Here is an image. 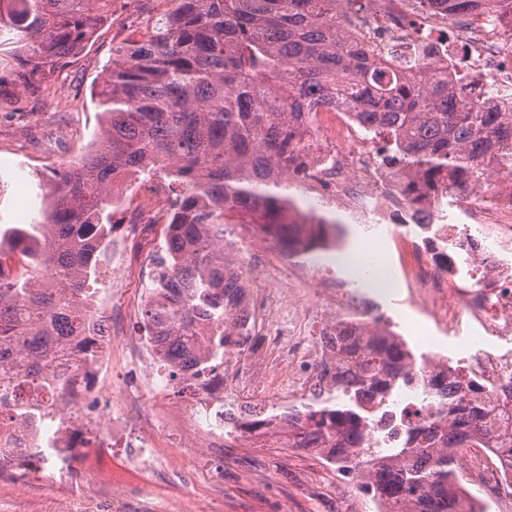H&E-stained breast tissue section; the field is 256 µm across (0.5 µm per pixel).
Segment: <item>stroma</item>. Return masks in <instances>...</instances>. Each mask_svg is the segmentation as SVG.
Segmentation results:
<instances>
[{
	"label": "stroma",
	"mask_w": 512,
	"mask_h": 512,
	"mask_svg": "<svg viewBox=\"0 0 512 512\" xmlns=\"http://www.w3.org/2000/svg\"><path fill=\"white\" fill-rule=\"evenodd\" d=\"M133 5L114 6L113 24L101 27L93 43L66 69L64 92L22 93L24 119L0 111V225L26 224L43 207L40 185L50 184L54 168L77 160L94 141L101 116L93 99L100 73L113 46L131 37ZM386 311L406 336L431 335L433 324L395 288ZM127 449L112 459L91 461L96 480L120 484L130 496H143L149 475L125 470ZM160 476L169 486L171 502L165 512H203L209 502L223 503L222 512H375L371 497L352 493L325 470L312 454L268 446L243 448L228 443L223 455L204 459L195 449L172 448ZM38 494L45 506L65 499L64 488L49 472L39 474L32 490L0 485V512H13L26 493Z\"/></svg>",
	"instance_id": "1"
}]
</instances>
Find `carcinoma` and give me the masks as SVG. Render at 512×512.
<instances>
[{"mask_svg":"<svg viewBox=\"0 0 512 512\" xmlns=\"http://www.w3.org/2000/svg\"><path fill=\"white\" fill-rule=\"evenodd\" d=\"M115 0H0V46L18 44L0 77V107L19 111L14 88L51 90L70 59L112 15ZM152 34L112 48L97 84L104 122L93 147L55 171L54 200L28 224L0 229V261L23 271L0 276V406L23 413L20 395L67 383L55 375L54 336L79 340L84 365L98 355L83 336L85 303L101 245L112 234L117 182L169 179L172 205L164 244L153 256L151 293L141 309L150 336H168L176 371L198 377L240 346L226 333L238 307L239 277L227 267V225L246 217L282 252L320 248L326 224H290L288 190L304 163L303 137L315 112L336 103L376 143L379 169L409 172L415 202L443 183L512 174V112L469 99L482 78L461 70L443 81L428 63L413 75L349 41L344 23L357 0H172ZM453 11L489 12L497 0H445ZM54 275L43 288L29 269ZM341 348L357 362L336 405L306 404L291 424L299 442L336 438V454L362 458L380 512H473L461 485L470 440L504 448L512 434L480 421L451 424L446 444L418 427L402 448H365L357 397L409 381L402 352L383 336L345 331Z\"/></svg>","mask_w":512,"mask_h":512,"instance_id":"carcinoma-1","label":"carcinoma"}]
</instances>
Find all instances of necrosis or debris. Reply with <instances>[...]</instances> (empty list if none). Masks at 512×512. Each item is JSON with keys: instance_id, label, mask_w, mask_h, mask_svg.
Returning a JSON list of instances; mask_svg holds the SVG:
<instances>
[{"instance_id": "necrosis-or-debris-1", "label": "necrosis or debris", "mask_w": 512, "mask_h": 512, "mask_svg": "<svg viewBox=\"0 0 512 512\" xmlns=\"http://www.w3.org/2000/svg\"><path fill=\"white\" fill-rule=\"evenodd\" d=\"M451 27L467 54L471 71L495 91L502 112H512V0H501L493 20L476 13L425 9L419 0H360L347 28L355 41H373L378 30L396 39L399 55L414 59L420 39L434 41L430 58L444 78H454L458 60L437 29ZM313 147L304 166L301 189L339 206L353 223L363 225L367 246L392 241L409 301L433 323L437 334L428 341L403 336L395 321L382 329L408 351L412 377L392 394L368 397L370 412L362 427L372 447H399L412 428L434 423L445 426L469 419L472 399L482 402L488 421L501 410L503 387L512 383V176L500 174L452 190L449 199L464 217L460 224H441L436 202L412 203L402 177L383 175L363 128L348 110L332 106L316 113L308 136ZM160 209L139 212L126 237L112 242V281L120 283L133 268L130 242L145 225L156 223ZM258 264L276 271L265 288H248L246 306L233 317L237 336L266 339L261 375L239 367V351L224 356V369L235 379L236 391L224 392L217 375L187 380V407L174 406L168 393L175 385L170 362L162 358L155 337L127 335L113 307V294L103 289L88 303L87 335L99 347L92 366L64 360L67 392L56 400L60 420L41 417V393L29 394V416L0 413V456L13 459L0 469V484L25 486L36 477V466L51 465L71 482L87 471L74 458L89 447L99 457L111 455L122 441L134 440V466L151 471L163 457L170 424L181 416L187 447L222 454L235 437V422L259 417L262 432L245 436L247 447L262 448L287 439L288 418L303 399L334 398V379L348 358L337 338L346 330L362 331L383 312L376 293L351 287L330 264L311 260L308 253L262 251ZM125 353L133 371L119 405L100 392L112 368V350ZM464 361L460 376L448 373L453 360ZM468 484L490 489L482 512H512V455L473 443Z\"/></svg>"}]
</instances>
